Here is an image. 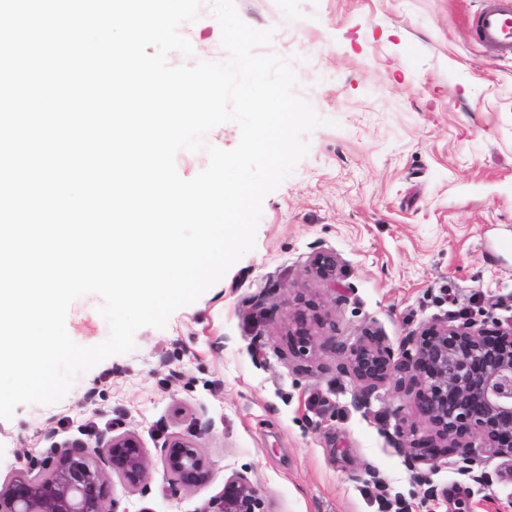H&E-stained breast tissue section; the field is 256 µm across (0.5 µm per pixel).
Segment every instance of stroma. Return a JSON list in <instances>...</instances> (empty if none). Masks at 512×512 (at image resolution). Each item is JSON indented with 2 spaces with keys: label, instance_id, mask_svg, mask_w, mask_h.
Listing matches in <instances>:
<instances>
[{
  "label": "stroma",
  "instance_id": "stroma-1",
  "mask_svg": "<svg viewBox=\"0 0 512 512\" xmlns=\"http://www.w3.org/2000/svg\"><path fill=\"white\" fill-rule=\"evenodd\" d=\"M485 0H235L240 17L274 29L266 54L289 62L297 96L327 125L305 134L308 155L262 205L256 247L165 328L76 377L57 403L0 419V484L52 443L94 445L121 425L156 464L146 494L114 485L116 512H199L227 475L245 474L274 512H493L512 507V459H485L480 479L453 458L415 483L394 448L393 383L371 393L320 351L312 370L288 351V313L320 315L319 337L351 343L371 329L398 345L420 324L512 317V57L474 38ZM180 33L194 60L222 62L212 0ZM225 123L176 168L190 179L208 147L237 146ZM334 251L335 284L309 273ZM264 297V308L252 300ZM96 294L74 301L66 330L94 346L109 335ZM193 434L213 481L164 492L161 447ZM435 496H427V487Z\"/></svg>",
  "mask_w": 512,
  "mask_h": 512
}]
</instances>
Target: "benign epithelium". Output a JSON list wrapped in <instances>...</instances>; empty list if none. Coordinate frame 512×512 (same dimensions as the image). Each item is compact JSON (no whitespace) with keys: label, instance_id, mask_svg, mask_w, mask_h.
I'll return each mask as SVG.
<instances>
[{"label":"benign epithelium","instance_id":"1","mask_svg":"<svg viewBox=\"0 0 512 512\" xmlns=\"http://www.w3.org/2000/svg\"><path fill=\"white\" fill-rule=\"evenodd\" d=\"M316 275L336 283V253L317 252ZM292 352L311 362L329 348L345 359L347 372L364 392L395 381L402 405L417 417L398 413L392 440L419 484L429 483L425 467L455 456L459 470L473 472L479 446L490 456L512 457V318L467 319L458 324L435 319L409 331L394 348L367 332L347 344L331 336L319 343L307 317L292 315ZM164 474L174 490H192L213 480L211 463L191 435L175 433L161 448ZM39 460H27L0 486V512H116L111 481L145 492L153 477L148 450L131 431L112 428L90 450L81 443L54 446L44 474H32ZM197 512H273L263 490L246 475L224 478L222 489Z\"/></svg>","mask_w":512,"mask_h":512}]
</instances>
